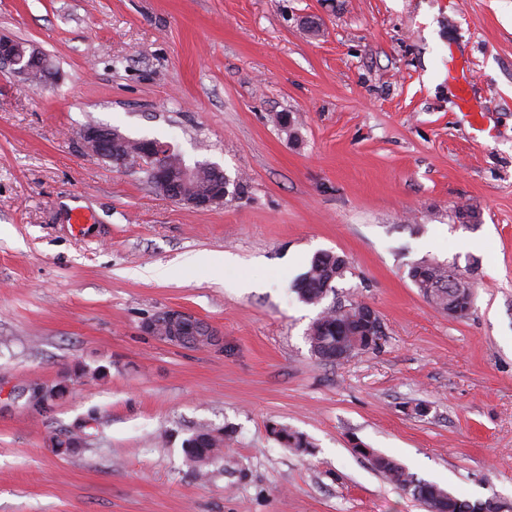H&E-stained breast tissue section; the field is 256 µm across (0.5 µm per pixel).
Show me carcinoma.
I'll use <instances>...</instances> for the list:
<instances>
[{"label": "carcinoma", "instance_id": "cac0c4a2", "mask_svg": "<svg viewBox=\"0 0 512 512\" xmlns=\"http://www.w3.org/2000/svg\"><path fill=\"white\" fill-rule=\"evenodd\" d=\"M112 137V156L119 159L130 154L137 144L119 129H114ZM164 165L172 176V183L180 191L194 196H205L219 183L229 186V180L218 168L207 162L195 163V173L186 179L183 172L187 168L184 159L171 153L164 157ZM348 269L347 258L331 251L320 252L314 256L307 271L299 275L294 287L301 301L308 305H318L328 294L335 290L334 283L343 278ZM409 278L422 295L438 310L461 318L468 314L472 305V293L465 288H454L446 283L447 266L419 263L409 270ZM365 314L360 305L329 306L322 310L313 321L308 340L312 354L324 362L331 361V351L343 344L355 346V352L365 353L378 349L376 337L366 336L363 331ZM94 420L88 416L77 425V432L66 439L51 438L52 447L58 452H68L79 443V433ZM276 439L287 446L306 448L309 446L304 437L286 427L272 429ZM224 447V437L211 430L201 431L186 441L188 459L199 464L219 458ZM374 469L384 474L393 484L405 493L421 502L427 512H499L497 502L471 501L455 495L439 485L421 480L408 472L397 460L378 453L370 460Z\"/></svg>", "mask_w": 512, "mask_h": 512}]
</instances>
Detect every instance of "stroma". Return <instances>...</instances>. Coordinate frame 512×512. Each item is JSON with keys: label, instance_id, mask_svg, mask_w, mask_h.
Returning <instances> with one entry per match:
<instances>
[{"label": "stroma", "instance_id": "stroma-1", "mask_svg": "<svg viewBox=\"0 0 512 512\" xmlns=\"http://www.w3.org/2000/svg\"><path fill=\"white\" fill-rule=\"evenodd\" d=\"M0 36L52 67L0 70V512H426L364 447L512 512V0H0ZM88 125L247 190L183 206L88 153ZM322 251L349 261L329 301L382 318L378 350L312 356L320 309L293 282ZM422 261L455 266L468 315L423 298ZM171 309L221 345L144 333ZM35 385L67 391L41 414ZM203 429L224 455L200 473ZM223 447V435L213 434L212 430L198 432L188 439L185 444L188 459L199 466L219 458ZM202 462L205 463L199 464Z\"/></svg>", "mask_w": 512, "mask_h": 512}]
</instances>
